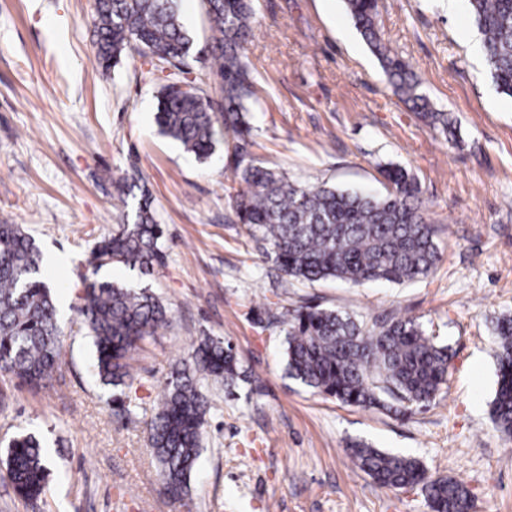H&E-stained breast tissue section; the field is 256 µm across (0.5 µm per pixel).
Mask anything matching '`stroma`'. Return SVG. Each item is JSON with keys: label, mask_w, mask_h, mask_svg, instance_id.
Segmentation results:
<instances>
[{"label": "stroma", "mask_w": 512, "mask_h": 512, "mask_svg": "<svg viewBox=\"0 0 512 512\" xmlns=\"http://www.w3.org/2000/svg\"><path fill=\"white\" fill-rule=\"evenodd\" d=\"M244 59L255 83L252 153L299 182L385 194L382 166L413 173L424 214L438 226L441 260L407 284H302L262 255L232 197V147L197 160L155 122L164 75L136 54L102 75L94 0H0V224H20L43 254L66 353L53 387L35 392L0 376V512H431L417 488H379L349 455L355 441L418 459L472 495V512H512V438L496 430V322L512 316V97L492 82L459 28L474 30L465 0H378L383 41L417 72L449 142L394 94L343 0H254ZM208 79L203 0H182ZM148 189L166 236L153 274L114 278L149 286L169 326L147 345L117 416L95 376L93 345L76 319L90 249L137 200L113 180ZM310 304L370 324L410 318L448 347V383L425 409H365L288 377L273 315ZM229 342L247 372L234 394L205 388L203 451L187 496L167 494L147 424L172 366L193 341ZM32 433L52 448L42 499L19 498L6 476L10 440Z\"/></svg>", "instance_id": "1"}]
</instances>
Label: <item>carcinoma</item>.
Returning a JSON list of instances; mask_svg holds the SVG:
<instances>
[{"label": "carcinoma", "mask_w": 512, "mask_h": 512, "mask_svg": "<svg viewBox=\"0 0 512 512\" xmlns=\"http://www.w3.org/2000/svg\"><path fill=\"white\" fill-rule=\"evenodd\" d=\"M180 0H95L96 59L108 73L135 52L168 71L158 95L160 132L199 160L209 159L222 131H231L234 177L246 185L233 196L236 214L250 235L271 246L280 270L301 282L340 280L354 285L402 284L431 275L440 260L437 229L427 222L415 176L399 166L385 170L384 196L302 184L267 168L248 151L246 101L254 82L242 54L254 19L252 0H207L208 21L218 34L210 77L221 102L188 79L193 38L181 22ZM357 30L395 93L448 139L456 128L422 93V79L383 43L377 29L378 0H344ZM481 35L493 83L512 97V0H468ZM93 272L117 266L150 275L165 259V236L142 191L135 221L95 241ZM42 257L20 224H0V373L21 385L52 384L65 353L58 309L41 280ZM78 317L93 338L98 379L114 388L134 379L132 362L146 341L168 324L163 300L147 287L119 281L85 283ZM288 375L342 403L383 407L388 399L407 407L431 403L448 377V347L412 319L391 318L367 327L348 313L300 305L281 314ZM498 388L491 415L512 436V318L497 321ZM229 343L205 336L189 360L174 365L149 423L151 448L168 495H187L201 455V435L210 408L199 382L232 388L242 379ZM357 466L380 487H421L432 512H470L469 490L451 477H432L413 458L351 444ZM50 451L33 434L8 448L7 476L17 495L37 501L51 471Z\"/></svg>", "instance_id": "obj_1"}]
</instances>
